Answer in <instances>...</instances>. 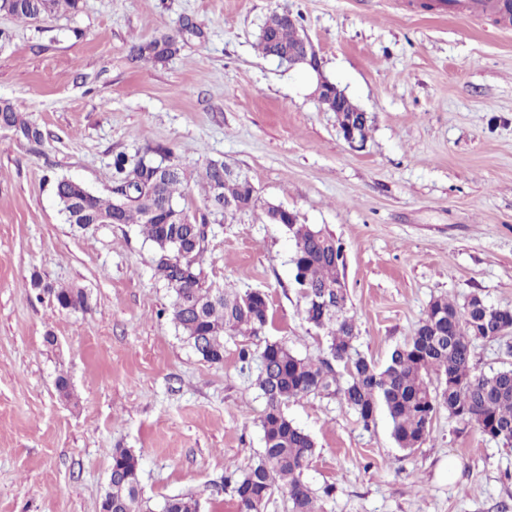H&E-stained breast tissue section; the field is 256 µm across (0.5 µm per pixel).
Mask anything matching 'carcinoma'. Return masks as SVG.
Instances as JSON below:
<instances>
[{
    "mask_svg": "<svg viewBox=\"0 0 512 512\" xmlns=\"http://www.w3.org/2000/svg\"><path fill=\"white\" fill-rule=\"evenodd\" d=\"M80 0H13L7 14L23 20L46 18L62 9L76 10ZM201 30L185 18L173 42L197 37ZM158 39L135 45L132 57L160 62ZM258 48L265 56L290 48L303 51L296 31L278 13H272L261 28ZM0 115L27 140L41 138L40 130L8 101H0ZM154 161L141 156L129 161L119 155L114 161L119 196L104 199L91 192L80 197L59 179L54 193L65 221L80 230L90 229L102 218L114 224H137L155 250V269L172 292L171 317L176 328L206 362L224 360V337L237 334L259 336L269 320L267 296L233 289H213L202 277L200 257L205 250L202 225L186 221L180 208L184 166L172 163L174 173L156 175ZM204 195L210 205L218 196L238 204L243 212L255 203L252 183L237 173L219 174L215 162L203 173ZM283 228L294 241L291 259L294 282L304 299L307 323L323 331L328 357L302 358L281 343H267L260 352L256 384L266 399L261 418L263 443L256 462L226 477L240 512H261L274 490L283 487L291 512H317L314 493L304 471L315 454L309 433L284 413L286 403L309 395L337 396L364 426L379 410L390 420L391 435L398 448L413 451L430 435L433 416L440 408L448 417L490 435L505 429L498 438L512 446V366L490 374H477L472 367L474 345L481 340L484 321L491 320L512 334V309L485 304L478 307L474 295L460 306L446 297L432 300L410 340L390 352L382 367L361 355L354 316L350 315L345 289L336 287L340 268L345 266L340 243L325 229L312 224H290L281 215ZM61 309H82L88 302L81 288H49ZM112 473L101 505L108 512H129L142 503L138 458L125 448L112 450ZM162 512H198L191 498L165 501Z\"/></svg>",
    "mask_w": 512,
    "mask_h": 512,
    "instance_id": "cac0c4a2",
    "label": "carcinoma"
}]
</instances>
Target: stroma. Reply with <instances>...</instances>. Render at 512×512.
<instances>
[{
  "label": "stroma",
  "instance_id": "obj_1",
  "mask_svg": "<svg viewBox=\"0 0 512 512\" xmlns=\"http://www.w3.org/2000/svg\"><path fill=\"white\" fill-rule=\"evenodd\" d=\"M420 3L81 0L37 22L0 12V100L43 133L0 129V512H100L116 448L137 455L149 512L174 496L239 512L224 477L263 448L258 354L277 342L326 355L303 315L293 243L263 204L341 243L355 345L377 364L434 298L512 308V17ZM275 10L301 16L324 76L374 115L363 149L302 68L258 52ZM183 17L199 37L167 61L131 60L133 44L174 34ZM119 153L183 160L179 205L206 224L207 283L267 296V327L225 338L223 363L176 329L137 225L85 232L59 211L63 177L111 197ZM214 160L249 176L258 208L211 213L198 183ZM50 287L85 289L87 309L57 308ZM284 411L316 442L304 478L323 512H512V447L447 410L410 453L385 413L366 426L323 395Z\"/></svg>",
  "mask_w": 512,
  "mask_h": 512
}]
</instances>
